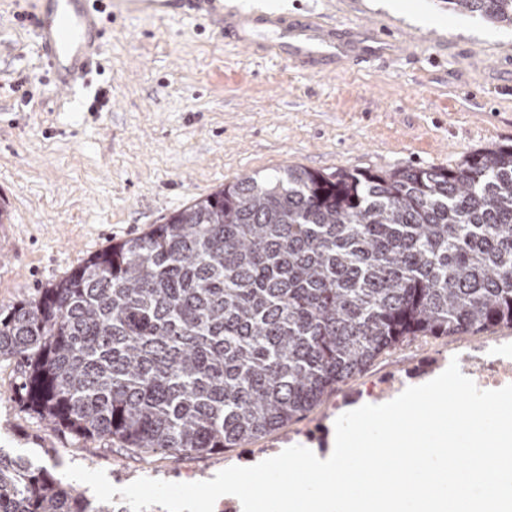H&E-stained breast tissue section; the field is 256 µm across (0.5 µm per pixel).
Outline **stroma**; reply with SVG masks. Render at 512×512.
<instances>
[{
	"instance_id": "obj_1",
	"label": "stroma",
	"mask_w": 512,
	"mask_h": 512,
	"mask_svg": "<svg viewBox=\"0 0 512 512\" xmlns=\"http://www.w3.org/2000/svg\"><path fill=\"white\" fill-rule=\"evenodd\" d=\"M335 24L354 46L310 73L247 55L201 20L120 15L99 57L101 107L62 104L41 78L22 16L0 0V307L67 276L91 255L245 174L284 165L333 172L453 166L512 145V28L439 0H265ZM31 93L22 99L21 90ZM512 354V327L418 339L329 391L310 412L221 453L144 459L78 440L24 410L20 369L0 360V448L63 472L101 469L118 488L141 477L212 479L293 445L324 455L334 423L442 373L468 348Z\"/></svg>"
}]
</instances>
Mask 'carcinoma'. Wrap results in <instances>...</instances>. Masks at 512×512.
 Returning <instances> with one entry per match:
<instances>
[{"instance_id": "1", "label": "carcinoma", "mask_w": 512, "mask_h": 512, "mask_svg": "<svg viewBox=\"0 0 512 512\" xmlns=\"http://www.w3.org/2000/svg\"><path fill=\"white\" fill-rule=\"evenodd\" d=\"M512 26V0H441ZM512 326V145L454 167L238 178L0 308L22 405L74 438L212 453L404 342ZM0 512H115L0 448Z\"/></svg>"}]
</instances>
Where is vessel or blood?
<instances>
[{
    "instance_id": "obj_1",
    "label": "vessel or blood",
    "mask_w": 512,
    "mask_h": 512,
    "mask_svg": "<svg viewBox=\"0 0 512 512\" xmlns=\"http://www.w3.org/2000/svg\"><path fill=\"white\" fill-rule=\"evenodd\" d=\"M26 19L32 27L48 84L76 95L91 85L93 64L106 39L99 0H37ZM116 14L152 19L190 15L218 30L249 55L289 59L301 68L329 65L342 48L335 27L265 10H225L224 0H112Z\"/></svg>"
}]
</instances>
